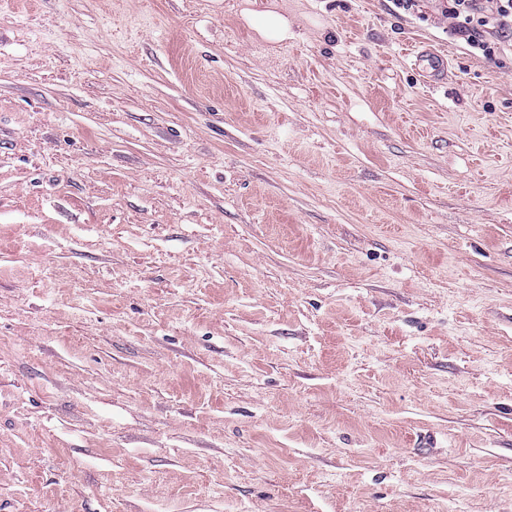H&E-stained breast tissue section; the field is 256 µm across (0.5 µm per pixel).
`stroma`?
<instances>
[{
  "mask_svg": "<svg viewBox=\"0 0 512 512\" xmlns=\"http://www.w3.org/2000/svg\"><path fill=\"white\" fill-rule=\"evenodd\" d=\"M0 512H512V55L0 0Z\"/></svg>",
  "mask_w": 512,
  "mask_h": 512,
  "instance_id": "35a3bbf8",
  "label": "stroma"
}]
</instances>
